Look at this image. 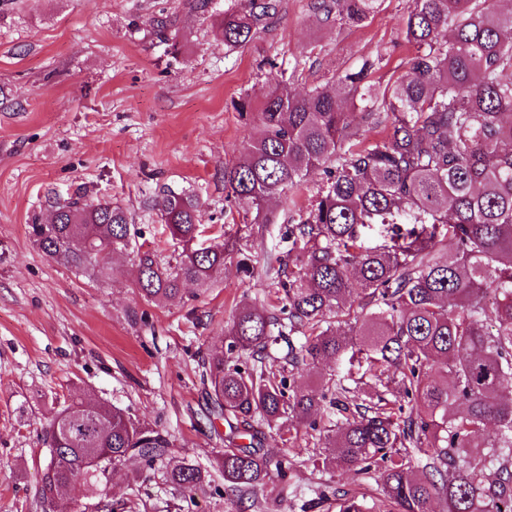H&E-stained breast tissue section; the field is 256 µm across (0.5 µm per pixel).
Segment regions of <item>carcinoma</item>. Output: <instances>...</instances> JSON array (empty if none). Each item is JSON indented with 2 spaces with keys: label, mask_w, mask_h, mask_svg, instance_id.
<instances>
[{
  "label": "carcinoma",
  "mask_w": 512,
  "mask_h": 512,
  "mask_svg": "<svg viewBox=\"0 0 512 512\" xmlns=\"http://www.w3.org/2000/svg\"><path fill=\"white\" fill-rule=\"evenodd\" d=\"M379 0H316L325 23L358 25ZM278 0H248L227 10L224 45L249 43ZM415 48L407 74L385 87L368 81L384 55L362 59L335 86L296 93L283 81L264 92L241 155L224 168L225 200L251 223L273 220L269 203L326 167L288 237L300 251L280 262L276 312L242 302L220 347L204 359L210 412L229 426L221 469L225 512H249L246 497L269 475L261 429L288 416L316 431L325 411L341 425L325 430L326 468L366 475L379 469L377 492L336 498L338 512H512V11L492 0H411L402 18ZM388 124L381 138L353 141L357 118ZM155 209L183 244L175 263L136 242L126 211L83 196L58 201L53 223L31 225L50 258L99 276L112 255L131 252L141 297L173 301L192 283L208 287L224 273L226 247L203 246L204 208L185 191L164 190ZM386 227L366 246L361 230ZM299 335V344L290 337ZM288 341L294 370L362 355L382 389L360 399L352 374L330 375L323 391L263 366ZM407 407L394 412L384 395ZM42 440L59 457L42 473L38 497L52 512L82 478L105 481V463L136 458L131 481L154 469L170 447L158 430L125 410L72 399L54 411ZM424 464L415 470L411 454ZM496 470L495 477L487 469ZM167 479L186 492L204 479L181 463Z\"/></svg>",
  "instance_id": "carcinoma-1"
}]
</instances>
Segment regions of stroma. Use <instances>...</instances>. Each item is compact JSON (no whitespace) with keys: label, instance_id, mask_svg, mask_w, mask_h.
<instances>
[{"label":"stroma","instance_id":"stroma-1","mask_svg":"<svg viewBox=\"0 0 512 512\" xmlns=\"http://www.w3.org/2000/svg\"><path fill=\"white\" fill-rule=\"evenodd\" d=\"M410 0H382L359 25L319 22L314 0H280L268 29L228 48L219 25L246 0H0V512H41L35 497L49 453L40 441L63 402L91 398L127 411L172 443L146 478L117 467L101 497L83 480L71 492L89 512H224L216 434L201 414L199 363L220 346L241 301L269 309L276 288L264 269L287 259L289 217L309 204L322 170L272 203L275 220L248 224L224 200V167L248 127L234 103L288 81L299 93L332 82L386 50L372 78L387 84L408 69L414 47L400 22ZM171 17L169 41L153 35ZM172 189L204 205L202 242L246 248L253 275L228 254L211 287L186 284L164 304L138 293L132 255L111 260L108 277L48 258L30 233L54 199L82 195L128 211L161 262L172 240L153 199ZM264 446L288 466L257 489L252 512H335V492L369 486L351 471L326 470L323 448L289 419L266 430ZM187 462L205 474L193 492L166 482Z\"/></svg>","mask_w":512,"mask_h":512}]
</instances>
